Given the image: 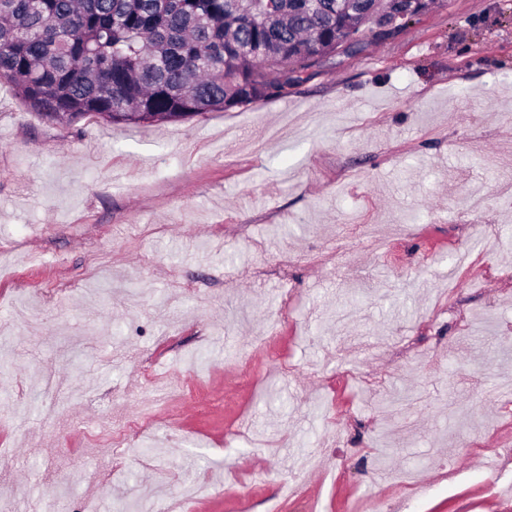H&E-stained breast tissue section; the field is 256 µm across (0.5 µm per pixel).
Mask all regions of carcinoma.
Segmentation results:
<instances>
[{
  "mask_svg": "<svg viewBox=\"0 0 512 512\" xmlns=\"http://www.w3.org/2000/svg\"><path fill=\"white\" fill-rule=\"evenodd\" d=\"M436 0H0V80L48 122L178 121L283 98Z\"/></svg>",
  "mask_w": 512,
  "mask_h": 512,
  "instance_id": "carcinoma-1",
  "label": "carcinoma"
}]
</instances>
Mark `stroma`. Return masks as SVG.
I'll use <instances>...</instances> for the list:
<instances>
[{"label": "stroma", "mask_w": 512, "mask_h": 512, "mask_svg": "<svg viewBox=\"0 0 512 512\" xmlns=\"http://www.w3.org/2000/svg\"><path fill=\"white\" fill-rule=\"evenodd\" d=\"M508 182L512 0L176 122L0 82V512H512Z\"/></svg>", "instance_id": "35a3bbf8"}]
</instances>
